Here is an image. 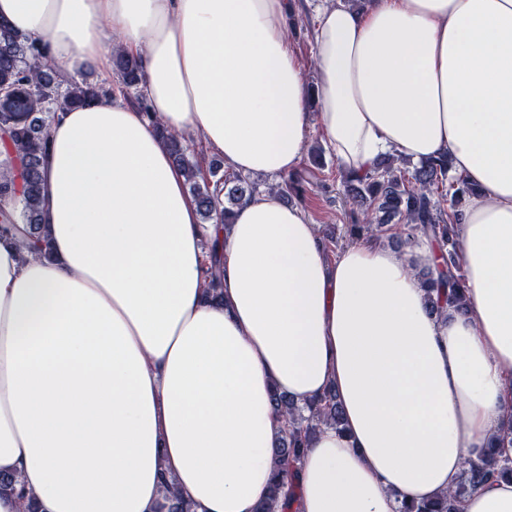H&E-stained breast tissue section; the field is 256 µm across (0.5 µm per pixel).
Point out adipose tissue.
<instances>
[{
    "instance_id": "1",
    "label": "adipose tissue",
    "mask_w": 512,
    "mask_h": 512,
    "mask_svg": "<svg viewBox=\"0 0 512 512\" xmlns=\"http://www.w3.org/2000/svg\"><path fill=\"white\" fill-rule=\"evenodd\" d=\"M287 0H0V21L67 77L141 58L147 111L107 95L58 112L43 173L51 258L0 232V474L36 512H256L284 434L273 391L335 389L294 480L299 512H399L459 480L512 419V0H331L317 82ZM341 169L445 156L475 184L458 224L467 312H428L430 239L336 256L266 193L204 224L160 129L232 168L294 171L311 126ZM219 239L223 299L204 297ZM462 512H512L493 478Z\"/></svg>"
}]
</instances>
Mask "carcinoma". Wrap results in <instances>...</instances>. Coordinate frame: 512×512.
Returning a JSON list of instances; mask_svg holds the SVG:
<instances>
[{"instance_id": "cac0c4a2", "label": "carcinoma", "mask_w": 512, "mask_h": 512, "mask_svg": "<svg viewBox=\"0 0 512 512\" xmlns=\"http://www.w3.org/2000/svg\"><path fill=\"white\" fill-rule=\"evenodd\" d=\"M112 72L119 91L142 111H148L144 93L142 67L136 58L116 50L112 54ZM111 93V89L87 81L63 82L55 67L46 60L39 48L28 38L13 32L0 22V126L5 127L16 153V165L0 176V230L10 224H24L29 244L41 255H49L45 235V215L42 201L43 166L49 150V128L58 111L87 105ZM176 165L185 173L192 198L197 203L205 224H229L233 206L259 190L257 181L247 175L228 172L224 161L215 156L210 160L199 153L189 154L182 137L161 127ZM398 158L382 156L373 169L363 175H343L345 199L365 216L361 224L345 225V235L352 240L382 237L391 224H403L409 244L420 236L434 240L448 251L447 269L434 279L422 274L427 288L431 312L443 316L446 307L466 308L462 292L463 277L455 261L456 241L451 233L458 217V208L465 197L474 194V185L451 174L448 159H431L413 168L410 176L401 174ZM448 189L450 207L441 206L442 189ZM209 266L205 271L206 296L217 299L223 295L218 245H205ZM437 299H432V295ZM278 421L284 424L285 436L275 448L277 470L269 494L257 512H278L288 508L297 496L291 474L304 457L310 438L323 427L342 428L343 413L331 389L320 399L299 405L285 395L273 399ZM512 445V424H508L497 441L474 459L466 462L461 480L442 492L436 499L404 504L400 512H457L460 501L473 488L490 478L512 480V454L505 444ZM163 492L167 512H191L192 506L183 501L170 482H164ZM0 493L16 496L22 512H30L32 504L22 480L17 475L0 474Z\"/></svg>"}]
</instances>
